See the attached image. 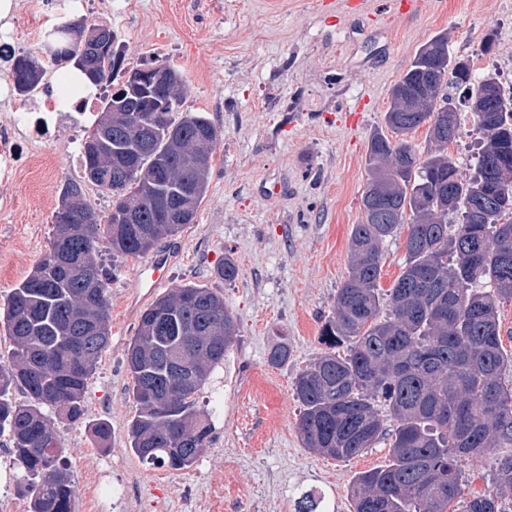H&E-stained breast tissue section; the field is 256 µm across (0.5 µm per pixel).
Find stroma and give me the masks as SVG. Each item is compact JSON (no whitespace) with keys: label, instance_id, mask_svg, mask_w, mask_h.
I'll list each match as a JSON object with an SVG mask.
<instances>
[{"label":"stroma","instance_id":"1","mask_svg":"<svg viewBox=\"0 0 512 512\" xmlns=\"http://www.w3.org/2000/svg\"><path fill=\"white\" fill-rule=\"evenodd\" d=\"M399 0H17L9 24L16 52L40 57L42 90L64 71L46 57L44 34L61 17L86 18L115 32L128 66L167 60L186 81L184 110L201 112L224 132L193 224L161 240L165 289H212L233 314L236 336L197 394L211 441L190 469L142 462L129 446L137 413L126 363L139 317L130 311L146 256L101 259L112 270L110 340L88 381L80 421L57 423L74 486L105 474L134 484L138 512H297L309 495L320 512H354V477L387 464L386 436L357 456L336 460L303 447L294 381L326 351L321 329L348 276L349 238L362 218L371 136L386 129L389 93L417 50L439 32L450 49L479 65L512 63V0H425L414 16ZM496 31L491 54L480 44ZM87 128L67 120L41 142L15 183L0 187V301L48 251L63 186L83 185L101 215L112 198L85 182L78 156ZM238 268L224 280L225 258ZM287 343L286 362L269 354ZM111 433L100 441L99 422ZM500 449L462 465L454 512L487 491Z\"/></svg>","mask_w":512,"mask_h":512}]
</instances>
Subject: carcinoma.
<instances>
[{
	"mask_svg": "<svg viewBox=\"0 0 512 512\" xmlns=\"http://www.w3.org/2000/svg\"><path fill=\"white\" fill-rule=\"evenodd\" d=\"M12 60L18 94L27 98L43 73L31 55ZM63 61L97 69L99 88L115 86L81 152L84 179L112 194V211L100 221L81 184H66L72 223L54 224L47 256L4 302L13 349L0 367V434H8L23 471L29 512H74L54 425L84 415L88 380L109 342L112 270L97 258L100 226L118 256L143 255L179 233L194 221L223 139L206 115L183 110L186 85L169 63L162 66L173 83L146 77L132 93L122 57L75 52ZM477 100L484 111L473 113L475 168L463 178L448 144L460 128L459 105ZM385 124L393 136L369 140L349 276L321 329L328 351L294 382L297 429L305 448L349 459L383 436L378 405L386 406L396 421L390 459L354 479L355 512H448L460 493V462L512 448V389L502 383L512 357L499 322L500 305L512 301V101L493 73L474 81L469 59L452 55L441 32L393 86ZM422 125L435 145L425 152L408 139ZM404 224L401 272L382 295V244ZM212 333L224 340L211 341ZM235 335L224 298L197 285L173 289L142 313L127 350L138 406L129 448L142 461L179 471L204 452L210 424L195 395L224 364ZM344 343L341 357L335 348ZM177 355L201 376L176 389ZM17 388L27 401L14 399ZM507 496L512 453L500 457L492 488L464 512H505Z\"/></svg>",
	"mask_w": 512,
	"mask_h": 512,
	"instance_id": "cac0c4a2",
	"label": "carcinoma"
}]
</instances>
